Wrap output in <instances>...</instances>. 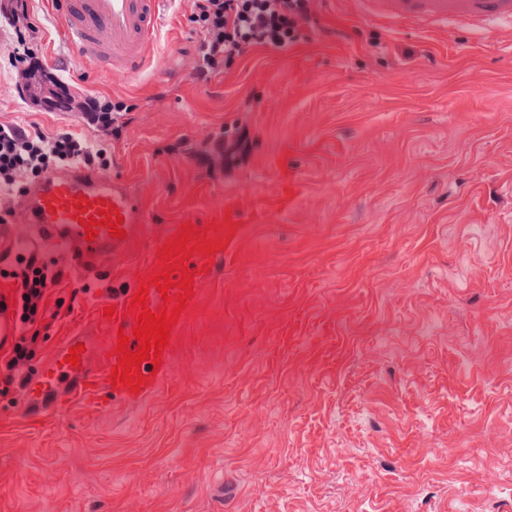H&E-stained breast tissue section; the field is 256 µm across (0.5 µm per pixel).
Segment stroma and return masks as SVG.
Returning <instances> with one entry per match:
<instances>
[{"label": "stroma", "mask_w": 512, "mask_h": 512, "mask_svg": "<svg viewBox=\"0 0 512 512\" xmlns=\"http://www.w3.org/2000/svg\"><path fill=\"white\" fill-rule=\"evenodd\" d=\"M34 59L72 93L33 104L0 8V124L104 143L156 233L226 195L279 189L247 227L167 377L141 403L74 406L32 429L0 385V512H512V52L495 35L418 29L322 0L329 33L194 72L190 0H173L157 69L101 74L27 0ZM112 107V129L91 103ZM67 273L73 310L39 336L98 343V298L140 277Z\"/></svg>", "instance_id": "stroma-1"}]
</instances>
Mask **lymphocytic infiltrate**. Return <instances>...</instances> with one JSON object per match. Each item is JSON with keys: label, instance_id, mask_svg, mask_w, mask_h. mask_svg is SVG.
<instances>
[{"label": "lymphocytic infiltrate", "instance_id": "obj_1", "mask_svg": "<svg viewBox=\"0 0 512 512\" xmlns=\"http://www.w3.org/2000/svg\"><path fill=\"white\" fill-rule=\"evenodd\" d=\"M316 0H193L190 20L198 37L199 76L221 73L256 48L288 51L311 40L323 28ZM108 166L106 148L82 134L44 133L40 127L0 125V193L17 196L50 170L68 164ZM63 271L55 258L37 245L17 250L0 266V278L11 281L10 301L20 333L14 337L0 375L6 384L26 387L34 372L31 362L47 317L50 291L59 285Z\"/></svg>", "mask_w": 512, "mask_h": 512}]
</instances>
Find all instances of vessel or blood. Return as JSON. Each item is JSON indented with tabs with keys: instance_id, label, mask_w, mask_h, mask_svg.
<instances>
[{
	"instance_id": "vessel-or-blood-1",
	"label": "vessel or blood",
	"mask_w": 512,
	"mask_h": 512,
	"mask_svg": "<svg viewBox=\"0 0 512 512\" xmlns=\"http://www.w3.org/2000/svg\"><path fill=\"white\" fill-rule=\"evenodd\" d=\"M169 0H64L60 22L64 37L72 53L84 63L101 72H115L129 76L140 75L151 64V52L158 31L163 7ZM367 12L397 25L449 26L467 24L490 27L501 43L512 47V0H361ZM297 196V190L282 185L271 196L239 192L226 196L224 212L212 219L211 230L204 239L220 240L221 249L212 256L194 252L191 257L193 297L184 306L180 317L188 319L201 303L211 276L205 273L209 259H220L244 237L245 222H262L268 209L288 212ZM87 198V211H78L80 198ZM114 205L123 217L124 238L111 236L102 226L93 240H86L81 224L83 216H96L97 202ZM18 211L29 224L35 238L50 247L70 250L75 273L82 277H98L105 272L108 258L125 256L152 243L154 251L142 265L143 272L155 271L157 247L172 240L183 225L194 224V217H186L184 224L168 225L163 236H156L147 207L130 181L123 177L107 180L81 165H66L48 172L39 181L29 185L18 197ZM134 294L126 289L113 295L115 314L105 318L103 303H96L94 314L102 319L104 336L98 346L97 365L81 363L71 367L67 361L68 348H60L52 363L42 374L32 379L25 391V403L19 417L25 425L36 427L52 419L73 403L94 408L98 396L106 392L127 402L140 401L143 394L155 390L164 380V371L154 370L151 362H143L141 372L147 380L139 392L113 387L110 380L117 364L112 351L118 345L119 330L135 326L128 306Z\"/></svg>"
}]
</instances>
